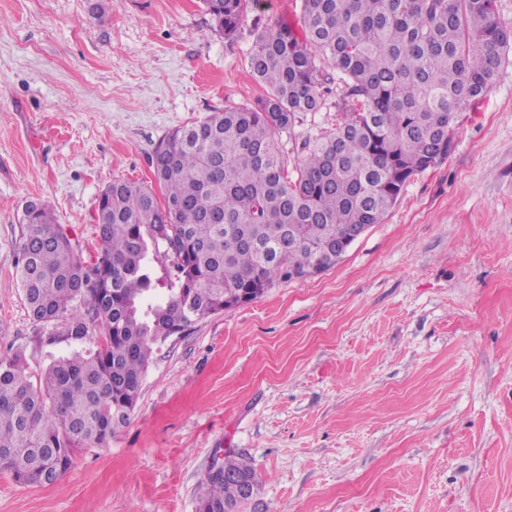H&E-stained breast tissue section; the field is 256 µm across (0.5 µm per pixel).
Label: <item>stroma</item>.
Listing matches in <instances>:
<instances>
[{
  "label": "stroma",
  "instance_id": "1",
  "mask_svg": "<svg viewBox=\"0 0 512 512\" xmlns=\"http://www.w3.org/2000/svg\"><path fill=\"white\" fill-rule=\"evenodd\" d=\"M93 3L0 0V357L34 374L74 345L23 304L25 203L92 259L101 189L153 184L166 135L265 94L257 22L302 31L301 0L231 39L204 0ZM228 452L258 477L240 512H512V62L336 266L171 336L109 445L46 487L0 472V512H195Z\"/></svg>",
  "mask_w": 512,
  "mask_h": 512
}]
</instances>
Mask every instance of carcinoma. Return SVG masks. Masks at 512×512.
Returning <instances> with one entry per match:
<instances>
[{
  "instance_id": "1",
  "label": "carcinoma",
  "mask_w": 512,
  "mask_h": 512,
  "mask_svg": "<svg viewBox=\"0 0 512 512\" xmlns=\"http://www.w3.org/2000/svg\"><path fill=\"white\" fill-rule=\"evenodd\" d=\"M216 31L239 34L257 0H204ZM304 40L285 25L254 36L248 66L269 88L178 128L152 156L155 186L114 180L96 209L99 251L83 263L51 208L23 211L17 275L37 323L95 347L51 356L37 375L0 358V472L45 486L82 448H104L137 405L155 349L312 261L358 224H380L411 177L447 157L448 126L493 88L512 52L496 0H301ZM343 84L336 127L280 149ZM172 262L161 283L154 263ZM209 473L196 512H237L256 487L247 458Z\"/></svg>"
}]
</instances>
